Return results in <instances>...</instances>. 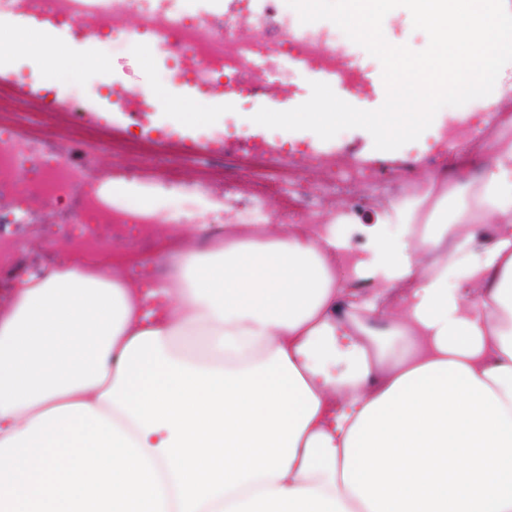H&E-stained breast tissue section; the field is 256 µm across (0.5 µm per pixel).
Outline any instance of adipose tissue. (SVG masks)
Segmentation results:
<instances>
[{
	"mask_svg": "<svg viewBox=\"0 0 512 512\" xmlns=\"http://www.w3.org/2000/svg\"><path fill=\"white\" fill-rule=\"evenodd\" d=\"M459 193L399 199L363 252L332 224H228L204 251L170 224L144 260L166 282L80 259L23 282L0 512H512V140L449 212Z\"/></svg>",
	"mask_w": 512,
	"mask_h": 512,
	"instance_id": "1",
	"label": "adipose tissue"
}]
</instances>
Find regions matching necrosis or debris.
<instances>
[{
  "label": "necrosis or debris",
  "mask_w": 512,
  "mask_h": 512,
  "mask_svg": "<svg viewBox=\"0 0 512 512\" xmlns=\"http://www.w3.org/2000/svg\"><path fill=\"white\" fill-rule=\"evenodd\" d=\"M279 0H264L257 14L258 34L243 31L236 19L254 12L253 0H227L223 21L176 8L174 0H106L111 25L97 32L103 48L115 52L144 39H155L168 59L167 73H185L204 82L223 84L225 92L245 101L267 94L268 74L281 70L284 60L295 58L309 67L335 74L340 83L363 91L360 75L338 70L336 51L343 45L339 32L304 31L282 36L278 30ZM84 101L73 96L67 109V126L61 131L39 130L17 145L16 130L24 112L44 109L41 101L16 100L0 88V225L47 224L71 241L74 251L96 255L121 239L151 248L154 224H269L273 217L261 197L238 192L227 175H200L161 182V189L179 199V206L152 215L130 204H112L91 192L94 182H138L144 166L169 146L183 144L180 131L171 128L160 136L133 135L116 144L102 138L105 122L90 126L81 110ZM224 143L249 158L255 171L287 161L299 154L274 135L261 139L245 134L236 125L224 127ZM81 145L84 160L68 159L73 145ZM110 151L111 166H101L98 154ZM366 168L352 163L334 165L322 190L305 194L301 213L293 224L319 222L322 209L336 192L368 179Z\"/></svg>",
  "instance_id": "obj_1"
}]
</instances>
